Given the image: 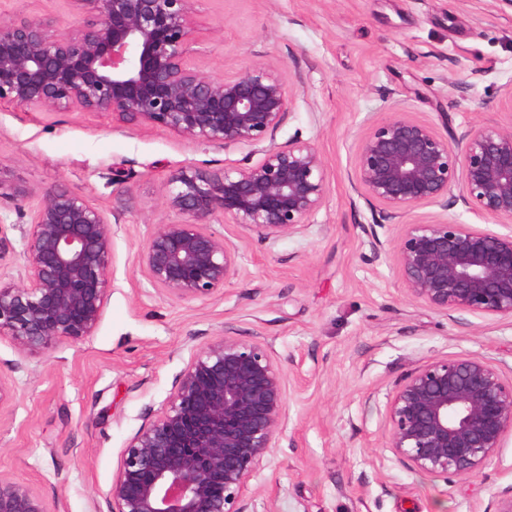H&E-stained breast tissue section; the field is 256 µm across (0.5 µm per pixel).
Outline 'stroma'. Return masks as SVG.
<instances>
[{
    "label": "stroma",
    "instance_id": "stroma-1",
    "mask_svg": "<svg viewBox=\"0 0 512 512\" xmlns=\"http://www.w3.org/2000/svg\"><path fill=\"white\" fill-rule=\"evenodd\" d=\"M0 15L72 30L75 0H0ZM190 62L214 74L262 64L297 93L277 132L316 143L325 205L302 234L271 243L239 225L209 228L238 252L223 293L178 300L153 288L139 257L175 215L163 185L190 163H245L246 148L190 144L108 114L0 103V280L25 264L37 191L92 200L113 225L111 292L80 343L19 355L0 337V475L49 512H111L108 490L129 439L170 398L191 355L219 336L259 340L286 377L287 429L248 483V512H499L512 497V429L476 471L424 474L390 446L389 403L415 368L473 356L512 379V317L442 313L413 300L391 255L374 257L372 214L351 184L355 147L403 110L439 132L506 124L512 0H198Z\"/></svg>",
    "mask_w": 512,
    "mask_h": 512
}]
</instances>
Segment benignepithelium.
Listing matches in <instances>:
<instances>
[{"instance_id":"benign-epithelium-1","label":"benign epithelium","mask_w":512,"mask_h":512,"mask_svg":"<svg viewBox=\"0 0 512 512\" xmlns=\"http://www.w3.org/2000/svg\"><path fill=\"white\" fill-rule=\"evenodd\" d=\"M86 17L60 33L44 19L0 18V102L26 109L111 114L192 144L249 149L242 166L189 164L164 186L180 219L160 224L140 255L151 285L205 300L240 275L236 253L209 230L222 216L260 242L303 232L324 206L317 145L276 141L295 93L274 71L203 73L189 62L196 0H81ZM352 183L386 221L415 209L465 207L512 224V123L443 135L407 112L360 139ZM19 282L0 284V337L21 355L79 343L99 327L114 259L105 212L62 188L37 194ZM391 250L407 293L440 312L512 317V231L432 217L403 225ZM390 445L419 471L465 475L485 465L512 428V382L482 359H443L409 373L390 403ZM286 430V381L259 340L224 335L197 351L164 409L123 449L112 512H247L244 492ZM0 512H48L28 485L0 476Z\"/></svg>"}]
</instances>
